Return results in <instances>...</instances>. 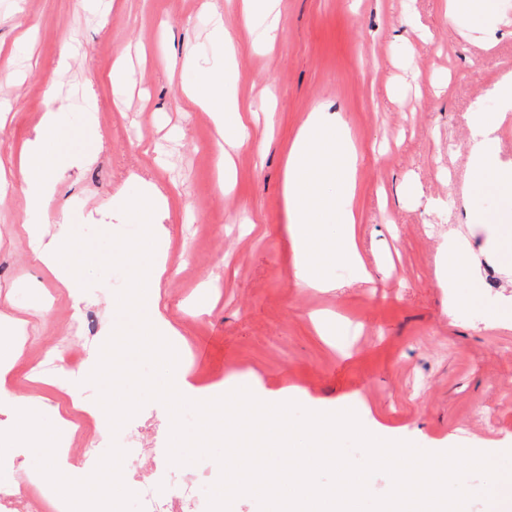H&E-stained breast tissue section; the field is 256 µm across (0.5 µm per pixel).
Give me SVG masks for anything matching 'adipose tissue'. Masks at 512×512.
I'll list each match as a JSON object with an SVG mask.
<instances>
[{"mask_svg":"<svg viewBox=\"0 0 512 512\" xmlns=\"http://www.w3.org/2000/svg\"><path fill=\"white\" fill-rule=\"evenodd\" d=\"M236 71L237 62L233 59L225 66L200 71L186 92L189 109L213 113L224 126L225 147L219 150L215 165L222 184L231 182L233 177L229 150L249 143L252 131L251 105L229 89ZM488 93L497 100V111L478 113L469 126L473 182L512 183V165L502 163L492 149L500 113L512 110V75H503ZM57 129L58 110L51 106L44 112L33 139L22 146L18 155L17 163L26 174V210L31 214L39 212L56 180L57 169L46 146ZM358 161L345 122L322 112L308 115L288 149L283 185L284 230L296 258V287L335 289L337 283L330 271L336 263L362 261L354 208ZM24 230L33 261L44 267L61 287L73 288V254L58 238L49 236L43 225L29 222ZM478 266L472 250L452 239L440 258L438 276L453 292L463 281L474 279ZM21 353V347L12 345L9 339L0 340V397L13 401L10 440L18 448L36 439L40 415V404L35 398L15 393L12 372ZM60 428V437L36 439L46 457L42 478L64 496L70 512H85L86 490L95 480L68 457L67 436L74 430L73 423L61 421Z\"/></svg>","mask_w":512,"mask_h":512,"instance_id":"obj_1","label":"adipose tissue"}]
</instances>
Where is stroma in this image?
<instances>
[{"label": "stroma", "mask_w": 512, "mask_h": 512, "mask_svg": "<svg viewBox=\"0 0 512 512\" xmlns=\"http://www.w3.org/2000/svg\"><path fill=\"white\" fill-rule=\"evenodd\" d=\"M0 0V159L35 135L49 105L62 109L48 145L62 167L36 219L59 229L128 233L117 206L153 182L168 199L169 271L162 310L182 337L195 387L210 391L236 380L274 391L306 409L353 401L362 421L430 452L469 448L499 456L512 450V328L486 322L512 289V190L480 194L485 223L471 214L469 125L475 113L499 112L486 89L512 72V0H496L477 30L455 27L443 0H280L281 25L268 43L264 21L242 28L240 0ZM223 20L238 37L239 96L274 111L258 115V134L234 156L233 185L221 191L215 161L221 141L208 112L186 111L181 61L221 62L210 34ZM78 54L59 60L64 42ZM125 56L133 82L114 95L109 78ZM341 113L359 151V240L373 281L339 263L344 287L302 290L283 226L288 148L310 112ZM495 151L512 162V112H499ZM93 160L76 165V158ZM26 183L0 190V292L33 312L38 339L24 340L13 369L18 392L42 407L43 436L57 432L65 393L36 388L27 370L75 322L94 310L99 343L117 321L113 270L82 290L73 306L65 289L30 258L21 226ZM498 224L502 244L489 240ZM463 236L481 263L466 284L463 319L448 315V288L438 280L449 235ZM342 323L323 336L310 319ZM171 418L147 402L121 428L118 445L135 439L150 473L167 451ZM44 467L36 446L14 449L0 464V486L23 496L22 479Z\"/></svg>", "instance_id": "stroma-1"}]
</instances>
